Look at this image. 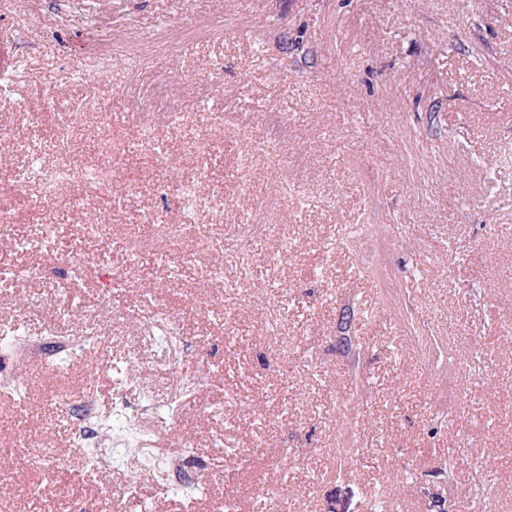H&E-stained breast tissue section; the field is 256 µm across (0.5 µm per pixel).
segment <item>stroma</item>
Returning <instances> with one entry per match:
<instances>
[{"label":"stroma","instance_id":"1","mask_svg":"<svg viewBox=\"0 0 512 512\" xmlns=\"http://www.w3.org/2000/svg\"><path fill=\"white\" fill-rule=\"evenodd\" d=\"M84 55L113 56L111 74ZM17 72L27 82L0 98V122L88 98L98 109L77 116L64 151L0 143V184L50 163H119L134 189L118 209L83 213L0 198L16 215L0 267L91 259L82 279L34 282L36 307L0 281V313L31 342L26 359L0 350V375L27 379L26 408L0 397V450L17 460L0 474V512H224L228 500L267 512L275 496L292 512H372L386 486L385 512H473L478 469L490 512H512V168L492 164L512 138V0H0V77ZM169 112L183 124H156L143 142V118ZM246 138L262 147L247 171L228 149ZM196 141L227 149L210 158ZM157 144L208 173L193 216L208 260H190L195 234L179 249L131 247L148 214L176 222L185 206ZM286 170L295 182L281 198ZM309 189L336 196V210L305 200ZM94 220L112 222L111 239L84 234ZM246 220L271 230L245 272L216 243ZM45 224L63 229L50 254L32 248ZM284 241L295 259L274 262ZM124 272L132 287L103 305L104 277ZM59 308L64 336L99 338L73 349L67 376L43 363V323ZM174 308L179 340L163 354L140 324ZM131 355L142 379L117 381L114 360ZM191 376L196 390L178 394L175 378ZM88 385L110 444L98 469L47 396ZM147 395L155 440L189 447L203 494L165 488L149 468L128 486V450L112 440ZM228 443L244 457L227 460ZM45 447L51 464H26ZM452 448L462 460L435 477Z\"/></svg>","mask_w":512,"mask_h":512}]
</instances>
